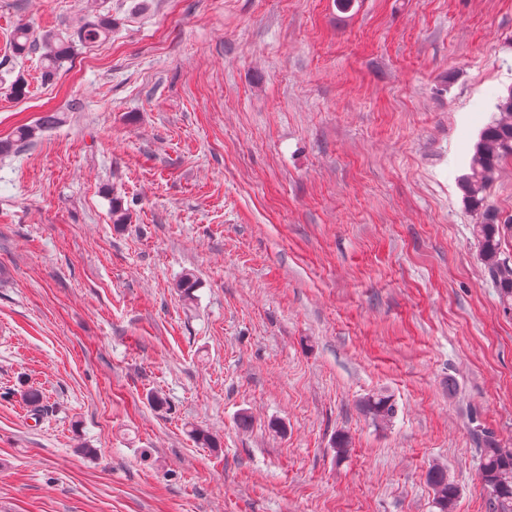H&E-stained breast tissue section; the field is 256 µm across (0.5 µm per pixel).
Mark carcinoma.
I'll return each instance as SVG.
<instances>
[{
  "instance_id": "obj_1",
  "label": "carcinoma",
  "mask_w": 512,
  "mask_h": 512,
  "mask_svg": "<svg viewBox=\"0 0 512 512\" xmlns=\"http://www.w3.org/2000/svg\"><path fill=\"white\" fill-rule=\"evenodd\" d=\"M112 33V18L98 17L85 22L75 33L48 31L42 35L47 48L44 56V76L51 78L63 63L70 60L75 43L94 44L106 40ZM12 49L21 56L33 47L30 30L21 26L12 37ZM498 117L481 132L471 158L469 172L460 180L467 205L482 214V222L474 225L485 271L498 289L504 310L512 311V265L501 259L502 245L512 240V217L501 218L486 205V194L494 182L503 161L512 158V89L499 98ZM58 114L45 112L36 127H21L16 132L19 142L30 140L35 130L54 127ZM362 411L378 424H388L395 417L392 396L376 392L367 396ZM482 454L478 478L486 496L489 512H512V448H505L491 435L482 438ZM427 479L433 489L432 507L435 512H456L458 488L448 480V471L439 464L430 467Z\"/></svg>"
}]
</instances>
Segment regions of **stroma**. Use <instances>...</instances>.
Listing matches in <instances>:
<instances>
[{"label": "stroma", "mask_w": 512, "mask_h": 512, "mask_svg": "<svg viewBox=\"0 0 512 512\" xmlns=\"http://www.w3.org/2000/svg\"><path fill=\"white\" fill-rule=\"evenodd\" d=\"M511 88L512 0H0V512H431L435 463L488 512L512 313L459 180ZM112 33V18L96 17L85 22L75 33L48 31L41 37L47 51L44 56V76L51 78L63 63L70 60L75 43L94 44L105 41ZM362 411L378 424H388L395 417L396 405L391 395L376 392L368 395L361 404Z\"/></svg>", "instance_id": "1"}]
</instances>
